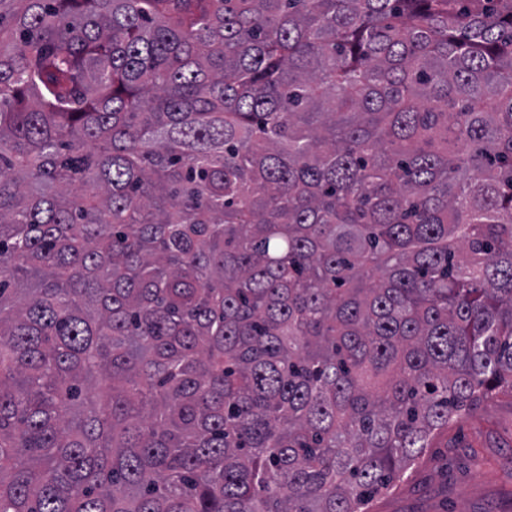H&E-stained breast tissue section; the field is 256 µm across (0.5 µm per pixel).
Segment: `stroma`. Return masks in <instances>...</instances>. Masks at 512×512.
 I'll list each match as a JSON object with an SVG mask.
<instances>
[{
  "instance_id": "1",
  "label": "stroma",
  "mask_w": 512,
  "mask_h": 512,
  "mask_svg": "<svg viewBox=\"0 0 512 512\" xmlns=\"http://www.w3.org/2000/svg\"><path fill=\"white\" fill-rule=\"evenodd\" d=\"M368 512H512V396L497 394L438 433Z\"/></svg>"
}]
</instances>
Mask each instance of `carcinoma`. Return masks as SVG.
I'll list each match as a JSON object with an SVG mask.
<instances>
[{
    "label": "carcinoma",
    "mask_w": 512,
    "mask_h": 512,
    "mask_svg": "<svg viewBox=\"0 0 512 512\" xmlns=\"http://www.w3.org/2000/svg\"><path fill=\"white\" fill-rule=\"evenodd\" d=\"M512 393V0H0V512H367Z\"/></svg>",
    "instance_id": "1"
}]
</instances>
